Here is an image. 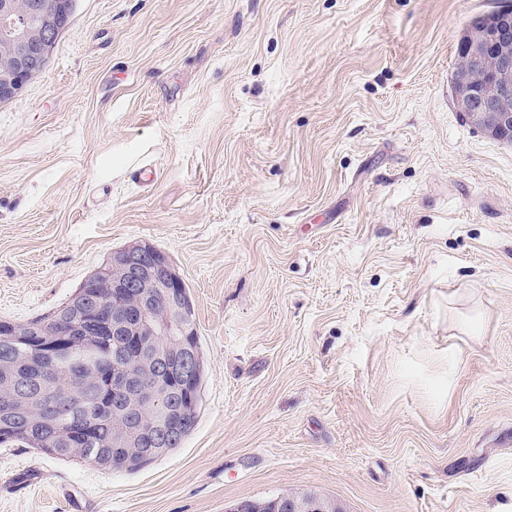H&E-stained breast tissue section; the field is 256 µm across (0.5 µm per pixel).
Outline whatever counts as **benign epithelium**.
<instances>
[{
	"instance_id": "benign-epithelium-1",
	"label": "benign epithelium",
	"mask_w": 512,
	"mask_h": 512,
	"mask_svg": "<svg viewBox=\"0 0 512 512\" xmlns=\"http://www.w3.org/2000/svg\"><path fill=\"white\" fill-rule=\"evenodd\" d=\"M31 13L39 20L38 32L15 10L14 0L0 3V35L6 45L0 53V99L11 98L45 67L53 43L72 23L71 6L60 9L57 0H35ZM455 97L461 111L485 132L512 142V9L505 8L488 18L486 25L470 26L463 40L455 75ZM172 272L166 262L147 257L144 250L112 255V333L123 336L144 329L156 334L185 335L175 324L173 310L179 294L173 290ZM168 288L163 316L148 327H133L118 314L125 295H148L151 288ZM196 365L194 347L179 342L174 362L157 364L158 371H170L185 381ZM135 386L134 377L122 369L112 370L115 399Z\"/></svg>"
}]
</instances>
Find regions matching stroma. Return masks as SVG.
Returning a JSON list of instances; mask_svg holds the SVG:
<instances>
[{
    "label": "stroma",
    "mask_w": 512,
    "mask_h": 512,
    "mask_svg": "<svg viewBox=\"0 0 512 512\" xmlns=\"http://www.w3.org/2000/svg\"><path fill=\"white\" fill-rule=\"evenodd\" d=\"M496 3L77 0L0 103V320L151 244L199 418L133 472L0 447V512H512V143L453 91ZM292 496L298 505L299 512H320L315 509L321 507V503L323 507L328 505H335L336 501L330 499L328 497H324L318 493L312 491H302V492H285L278 493L276 496L265 499H247L238 502L239 511L238 512H275L272 508L275 501L281 496Z\"/></svg>",
    "instance_id": "35a3bbf8"
}]
</instances>
